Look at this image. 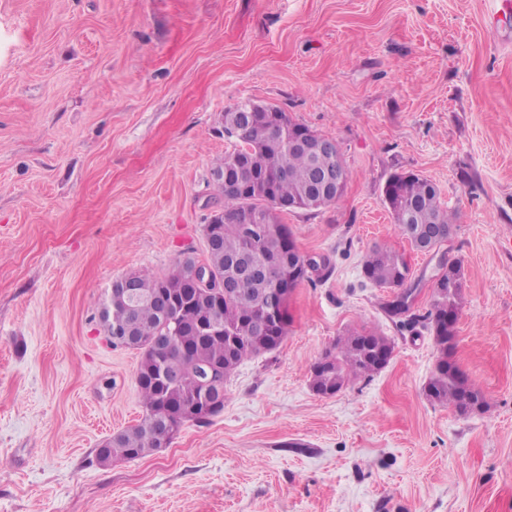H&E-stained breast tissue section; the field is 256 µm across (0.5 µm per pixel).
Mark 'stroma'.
<instances>
[{
    "label": "stroma",
    "instance_id": "1",
    "mask_svg": "<svg viewBox=\"0 0 512 512\" xmlns=\"http://www.w3.org/2000/svg\"><path fill=\"white\" fill-rule=\"evenodd\" d=\"M492 0H0V512H512V14ZM279 106L336 141L342 200L284 214L328 278L291 293L288 334L241 364L223 411L160 452L99 464L143 415L137 351L100 322L113 280L203 257L225 109ZM433 182L465 271L456 363L486 400L432 404L438 352L363 283L406 253L411 312L433 254L382 200ZM389 364L333 396L311 370L338 336Z\"/></svg>",
    "mask_w": 512,
    "mask_h": 512
}]
</instances>
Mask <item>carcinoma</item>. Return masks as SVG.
<instances>
[{"label":"carcinoma","mask_w":512,"mask_h":512,"mask_svg":"<svg viewBox=\"0 0 512 512\" xmlns=\"http://www.w3.org/2000/svg\"><path fill=\"white\" fill-rule=\"evenodd\" d=\"M241 105L224 112L223 120L236 123L239 132L231 149L217 158L211 175L224 209L212 216L205 234L214 240L205 261L213 273L224 278L226 289L218 296L208 290H193L190 269L194 255H183L165 276L148 271L125 275L140 296L135 305L112 302L103 319L106 332L124 323L131 340L112 342L139 353L137 386L143 416L137 424L106 440V462L145 457L167 446L187 421H209L201 412L185 407L187 398L200 392L198 367L224 366L229 379L244 361L275 350L288 334V296L310 273L325 276L332 266L327 257L311 270L282 223L281 204L302 195L319 192L320 178L338 168L349 177L340 154L312 158L288 148V132L309 127L295 122L283 110L275 113L276 124L255 120ZM398 232L415 248L425 244L434 250L455 230L456 213L444 207L437 187L427 178L410 172L393 173L382 190ZM250 210L257 224H237L230 215ZM364 279L378 288L402 287L409 279L404 254L377 246L364 256ZM285 289L281 309L264 334L256 325L265 318L263 301L272 288ZM464 271L458 260L450 261V273L434 285L431 309L413 313L408 324L431 331L439 351L435 372L426 386L429 400L464 415L484 406L483 394L466 385L465 372L454 361L456 321L464 305ZM393 352L390 339L374 329L351 331L336 339L311 370V386L321 392L340 391L354 379L368 378L382 369L380 355ZM174 367L173 382L159 379L161 366Z\"/></svg>","instance_id":"cac0c4a2"}]
</instances>
